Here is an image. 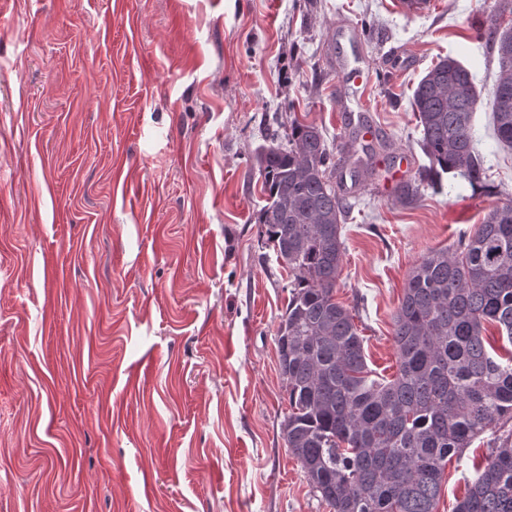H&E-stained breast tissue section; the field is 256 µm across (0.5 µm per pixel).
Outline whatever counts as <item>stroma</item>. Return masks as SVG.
<instances>
[{
    "instance_id": "1",
    "label": "stroma",
    "mask_w": 512,
    "mask_h": 512,
    "mask_svg": "<svg viewBox=\"0 0 512 512\" xmlns=\"http://www.w3.org/2000/svg\"><path fill=\"white\" fill-rule=\"evenodd\" d=\"M0 0V512H329L282 437L288 272L255 150L292 121L377 179L349 189L336 299L378 374L411 271L512 202L493 136L498 0ZM473 73L478 186L429 159L412 91ZM365 69L363 111L342 98ZM488 435L450 458L453 512Z\"/></svg>"
}]
</instances>
